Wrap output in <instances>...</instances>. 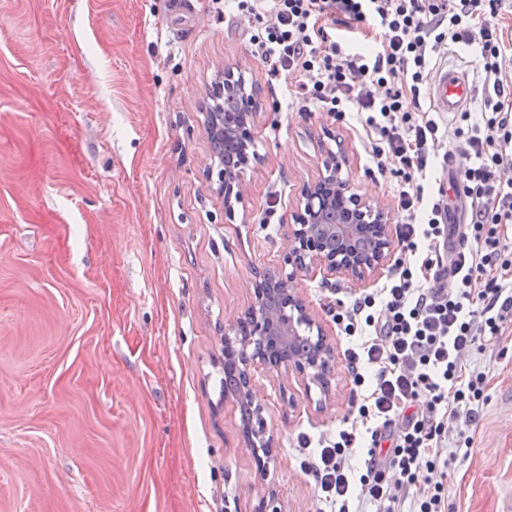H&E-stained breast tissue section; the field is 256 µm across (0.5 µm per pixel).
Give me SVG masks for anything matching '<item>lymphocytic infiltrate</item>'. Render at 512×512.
<instances>
[{"label": "lymphocytic infiltrate", "mask_w": 512, "mask_h": 512, "mask_svg": "<svg viewBox=\"0 0 512 512\" xmlns=\"http://www.w3.org/2000/svg\"><path fill=\"white\" fill-rule=\"evenodd\" d=\"M506 0H237L253 15L249 42L272 72L295 75L305 101L331 116L360 113L377 138L379 168L403 181L398 206L404 258L376 293L354 300L344 315L347 336L372 335L346 349L347 368L366 395L362 421L379 420L361 466L347 431L320 448L307 468L330 512H352L356 502L375 512H443L444 485L417 486L420 469L442 456V412L465 406L475 418L483 373H465L462 358L482 336L498 334L512 313V261L500 260L502 232L512 228V91L503 64L507 46L498 18ZM479 44L485 80L495 96L483 122L465 140L469 165L456 177L467 222L465 234L485 245L448 249V201L415 183L437 157L439 126L420 109L428 58L443 42ZM430 279L449 287H427Z\"/></svg>", "instance_id": "f902f5d3"}]
</instances>
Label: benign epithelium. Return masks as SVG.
Returning a JSON list of instances; mask_svg holds the SVG:
<instances>
[{
  "label": "benign epithelium",
  "mask_w": 512,
  "mask_h": 512,
  "mask_svg": "<svg viewBox=\"0 0 512 512\" xmlns=\"http://www.w3.org/2000/svg\"><path fill=\"white\" fill-rule=\"evenodd\" d=\"M226 95L235 100L237 115L241 117L239 135L243 144L242 160L237 170L229 173L221 168L218 171L220 190L229 203L233 199L239 202L244 196L242 173L251 162L248 143L252 137L251 127L260 101L256 89H247L244 78L235 76L231 66L224 67V79H218L213 83L210 99L217 103ZM341 169L342 163L336 154L330 152L325 162L326 175L315 183L303 187L302 202L288 233L289 250L284 257V264L302 270L306 268L305 259L308 258L323 268L328 275L341 274L363 280L384 266L392 251L393 241L389 223L382 210L374 209L371 204L352 192L350 182L340 176ZM292 278L291 273L284 278V305L280 310H262L255 314L251 336L244 339L224 333V346L237 345L246 351L247 360L244 367L247 383L244 393L252 402L258 424L255 435L247 440V444L256 455L261 472L265 471L264 457L269 455L272 440L265 437L262 405L253 381L252 370L262 366L278 374L295 371L308 376L317 384L320 360L334 354L333 349L324 344L314 358L302 357L272 367L264 353L249 351L258 339L266 340L270 336L293 338L299 335L301 326L310 329L315 325L307 308L290 286Z\"/></svg>",
  "instance_id": "obj_1"
}]
</instances>
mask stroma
Here are the masks:
<instances>
[{"mask_svg": "<svg viewBox=\"0 0 512 512\" xmlns=\"http://www.w3.org/2000/svg\"><path fill=\"white\" fill-rule=\"evenodd\" d=\"M0 0V512H322L301 438L355 427L336 324L394 272L357 282L309 265L291 286L334 349L329 391L257 369L274 439L259 472L237 404L221 393L224 333L280 270L323 150L391 225L398 179L378 171L355 113L304 107L270 78L246 33L210 0ZM469 71L480 121L493 90L476 46L444 43ZM259 92L243 202L225 205L204 119L224 66ZM276 210H269L271 199ZM486 376L475 421L449 418L457 460L445 512H498L512 486V320L463 359Z\"/></svg>", "mask_w": 512, "mask_h": 512, "instance_id": "35a3bbf8", "label": "stroma"}]
</instances>
